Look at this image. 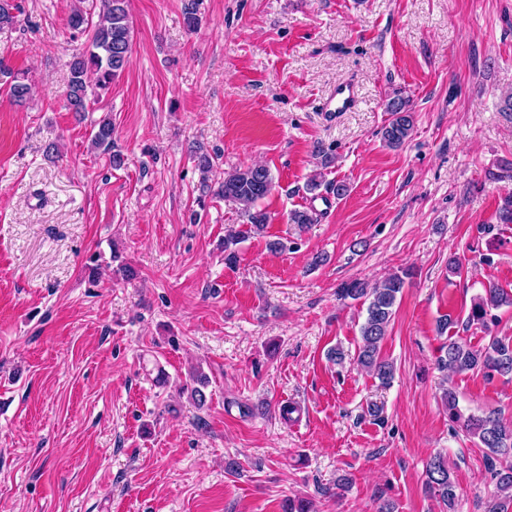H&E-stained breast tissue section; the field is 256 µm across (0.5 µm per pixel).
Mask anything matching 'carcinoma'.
Masks as SVG:
<instances>
[{
	"label": "carcinoma",
	"instance_id": "obj_1",
	"mask_svg": "<svg viewBox=\"0 0 512 512\" xmlns=\"http://www.w3.org/2000/svg\"><path fill=\"white\" fill-rule=\"evenodd\" d=\"M98 20L91 22L92 13L76 8L69 16V26L74 30L84 29L90 36L86 49L72 62L67 91L68 108L72 112L82 113L88 110L89 94L109 89L112 81L124 71L130 62L131 27L126 9L127 0H99ZM11 93L16 102L26 101L31 94V85L25 76H14ZM390 114L388 123L382 128L381 136L387 147H401L409 138L414 127V116L409 100L396 94L386 106ZM112 122L103 119L97 123L91 144L94 149L109 155L112 165L120 162V157L112 153ZM273 189V178L269 169L260 165H250L224 173V181L216 192H211L207 179H202L201 195L210 194L230 202L241 210V214L250 224L249 231L261 234L269 224L268 213L258 207ZM317 222V214L312 210L295 209L288 214V223L304 229ZM241 237L230 235L224 238V264L232 267L238 262V250ZM404 288V280L394 275L379 286L369 288L355 279L345 282L338 290L342 299H365L366 317L361 326V345L357 363L387 385L393 377V365L384 360L380 346L391 322L393 308L398 295ZM512 305V295L494 285L485 289V296L478 298L471 307L468 322L486 323L489 312L503 304ZM441 367L454 373L481 372L490 379L496 375L512 377V342L494 336L486 347L475 349L467 343L448 339L444 346ZM189 383L182 391L189 393L198 407L206 404L208 376L201 367L192 368ZM443 401L448 408V416L462 422L464 430L478 438L480 444L491 455L500 456L503 462L500 468L492 470L496 484V495L488 503L485 512H512V423L507 424L492 413L485 416L471 415L462 418L458 401L453 390L444 392ZM426 485L443 505L451 510L456 500V485L452 478L448 461L442 455L431 458L426 465Z\"/></svg>",
	"mask_w": 512,
	"mask_h": 512
}]
</instances>
